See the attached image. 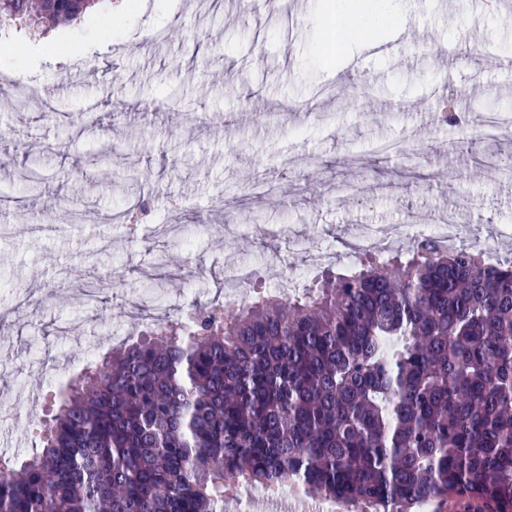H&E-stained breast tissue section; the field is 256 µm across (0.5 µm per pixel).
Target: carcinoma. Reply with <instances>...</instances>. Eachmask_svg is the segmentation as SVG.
<instances>
[{"mask_svg":"<svg viewBox=\"0 0 512 512\" xmlns=\"http://www.w3.org/2000/svg\"><path fill=\"white\" fill-rule=\"evenodd\" d=\"M93 0H0L72 21ZM42 449L0 459V512H224L226 478L326 498L512 512V263L416 241L288 297L200 306L90 361Z\"/></svg>","mask_w":512,"mask_h":512,"instance_id":"carcinoma-1","label":"carcinoma"}]
</instances>
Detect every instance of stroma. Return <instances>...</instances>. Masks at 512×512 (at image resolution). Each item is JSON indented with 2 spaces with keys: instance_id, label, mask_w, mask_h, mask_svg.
I'll use <instances>...</instances> for the list:
<instances>
[{
  "instance_id": "1",
  "label": "stroma",
  "mask_w": 512,
  "mask_h": 512,
  "mask_svg": "<svg viewBox=\"0 0 512 512\" xmlns=\"http://www.w3.org/2000/svg\"><path fill=\"white\" fill-rule=\"evenodd\" d=\"M122 2L67 24H0V69L21 82H0V453L15 460L39 447L59 383L111 348L114 330L223 303L228 259L250 269V289L280 274L303 286L353 264L358 225L450 219L512 258V170L488 163L512 156V138L467 148L486 117L512 114V66L473 59L512 58V0L494 14L480 0L378 4L348 51L325 37L324 0L301 13L292 0ZM411 28L400 58L368 54ZM347 84L358 108L334 94ZM437 88L466 124L439 118ZM159 99L169 111H151ZM115 139L128 148L106 172L98 153ZM22 166L44 194L79 201L76 215L17 209ZM130 168L136 197L109 184ZM137 199L129 238L112 215ZM164 255L171 279L144 277ZM95 283L100 300L86 304Z\"/></svg>"
}]
</instances>
